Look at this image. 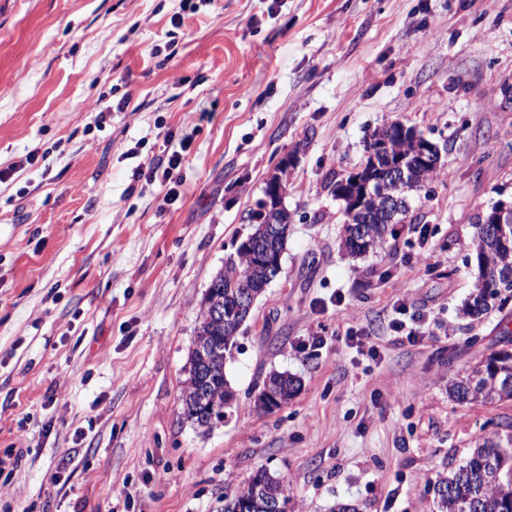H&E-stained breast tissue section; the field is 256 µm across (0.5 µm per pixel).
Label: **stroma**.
Returning <instances> with one entry per match:
<instances>
[{"label": "stroma", "mask_w": 512, "mask_h": 512, "mask_svg": "<svg viewBox=\"0 0 512 512\" xmlns=\"http://www.w3.org/2000/svg\"><path fill=\"white\" fill-rule=\"evenodd\" d=\"M1 84L0 167L52 154L0 184V512H222L262 469L288 512H434L431 482L512 424V401L448 395L512 339V303L462 313L474 225L512 202V0H0ZM124 96L101 122L87 107ZM202 109L162 209L133 172ZM394 121L443 165L353 257L331 183ZM285 156L282 270L225 360L232 406L200 428L182 399L201 303ZM402 304L422 341L393 331ZM274 371L299 385L267 412Z\"/></svg>", "instance_id": "stroma-1"}]
</instances>
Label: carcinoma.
Instances as JSON below:
<instances>
[{
    "mask_svg": "<svg viewBox=\"0 0 512 512\" xmlns=\"http://www.w3.org/2000/svg\"><path fill=\"white\" fill-rule=\"evenodd\" d=\"M404 124L392 122L388 130L392 152L409 162H415L416 142L400 134ZM437 170L412 167V182L406 192L417 190L430 180ZM369 223L359 226L345 223L344 248L352 255H361L382 246L394 234V225L403 222L408 212L407 200L400 203V213L392 215L375 209L369 203ZM253 232L246 238L251 250L236 252L224 263V269L212 279L205 301L208 306L222 308L234 303L243 285L253 287L256 294L269 284L265 276L253 271L258 248H270L277 253L284 250L291 215L286 205L265 211L253 209L248 214ZM276 224L281 235L270 241L267 227ZM474 262L478 269L473 289L464 309V316L477 319L497 307L504 308L512 300V224L507 231H497L496 225L477 221L474 234ZM241 320L235 318H202L195 348L190 357L187 386L196 397L183 399L186 419L200 427H211L221 420L215 408H224V400L210 401L216 393L232 394L224 377V361L236 343ZM265 387L280 389L281 402L288 401L296 389V380L288 373H273L263 383ZM450 396L460 404L492 403L512 400V352L502 350L491 354L464 375L448 382ZM508 433H495L484 440L469 456L461 459L448 475L439 476L432 484L436 512H512V426ZM283 478L267 471H259L239 487L234 494L224 496V512H237L239 504L247 500L252 512H278L287 505V499L278 495Z\"/></svg>",
    "mask_w": 512,
    "mask_h": 512,
    "instance_id": "1",
    "label": "carcinoma"
}]
</instances>
